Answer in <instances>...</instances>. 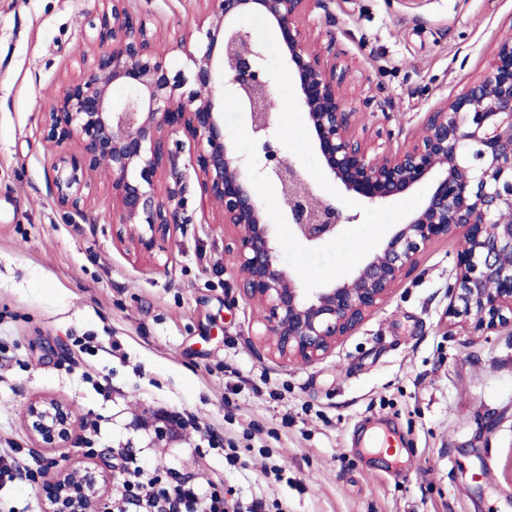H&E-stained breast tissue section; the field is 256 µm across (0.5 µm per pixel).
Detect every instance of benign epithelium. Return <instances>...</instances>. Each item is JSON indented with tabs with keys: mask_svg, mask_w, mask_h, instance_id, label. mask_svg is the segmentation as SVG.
<instances>
[{
	"mask_svg": "<svg viewBox=\"0 0 512 512\" xmlns=\"http://www.w3.org/2000/svg\"><path fill=\"white\" fill-rule=\"evenodd\" d=\"M98 52L82 75L55 91L44 113L47 137L75 143L60 160L59 204L80 213L84 176L105 169L112 186V223L127 251L155 263L157 242L182 224L186 186L178 174L181 134L193 146L189 162L203 193L218 208L224 255L240 276V291L261 305L255 336L281 363L324 360L393 293L431 243L462 232L466 248L454 264L448 317L482 334L512 325V40L497 46L483 75L428 113L422 133L393 152L356 137L354 113L334 71L298 20L322 0H207L200 38L178 47L190 75L173 71L157 51L146 22L128 0H100ZM257 12L278 31L298 88L301 112L314 133L325 171L367 207H384L413 188L432 184L423 204L347 277L306 292L282 261L275 225L253 187L246 159L224 132L216 96L228 87L247 114L259 170L279 189L280 210L295 237L309 246L355 223L336 202L319 197L278 147L273 118L276 83L266 51L236 19ZM192 84L188 92L181 91ZM31 433L49 448L73 432L70 406L31 403ZM107 479L95 467L59 469L41 485L43 512H92Z\"/></svg>",
	"mask_w": 512,
	"mask_h": 512,
	"instance_id": "1",
	"label": "benign epithelium"
}]
</instances>
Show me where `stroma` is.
<instances>
[{"instance_id":"35a3bbf8","label":"stroma","mask_w":512,"mask_h":512,"mask_svg":"<svg viewBox=\"0 0 512 512\" xmlns=\"http://www.w3.org/2000/svg\"><path fill=\"white\" fill-rule=\"evenodd\" d=\"M206 7L128 2L184 71L173 43ZM94 14L95 0H0V455L108 472L113 449L128 448L147 469L288 512H512V327L451 325L462 235L432 243L329 357L284 366L251 336L260 308L241 295L187 156L191 221L157 263L116 240L105 171L86 177L82 215L59 206L54 167L77 147L48 139L45 92L91 62ZM299 24L333 68L356 135L390 131L397 151L512 38V0H325ZM41 397L72 406L66 446L30 432L26 410ZM173 411L195 426L158 439V415ZM228 437L235 467L208 446ZM276 459L288 464L279 480L263 474ZM0 512H42L38 484L0 483Z\"/></svg>"}]
</instances>
